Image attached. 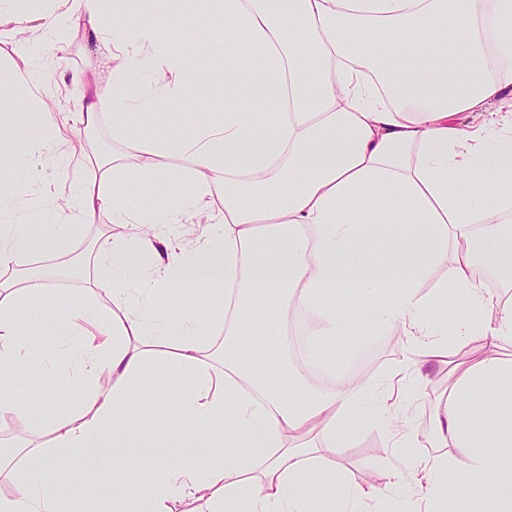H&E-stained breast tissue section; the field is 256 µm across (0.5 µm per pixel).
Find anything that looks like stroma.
<instances>
[{"label":"stroma","mask_w":512,"mask_h":512,"mask_svg":"<svg viewBox=\"0 0 512 512\" xmlns=\"http://www.w3.org/2000/svg\"><path fill=\"white\" fill-rule=\"evenodd\" d=\"M96 53L97 44L94 38L83 33L73 38L65 65L54 63L48 49L40 50L42 62L49 66L47 88L56 97V110L50 116L51 121L63 122L68 112L75 110L79 100V88L63 84L62 71L88 70ZM214 54V49L205 44L198 45L195 52L194 64L207 86L205 93L194 96L188 103H164L158 114L144 116L143 124L156 128L162 120L169 118L187 134L198 123L222 112L227 101L224 71L213 66ZM90 293L86 275L77 274L56 279L50 282L48 291L43 292L36 315L42 321H49L61 302L76 305ZM325 356L338 369L358 373L367 384L394 371H401L410 386V398L398 404L397 411L406 418L419 442V455H433L434 450L428 447L427 442L431 433L432 415L440 399L448 391L447 368H430L429 381L416 380L412 368L407 365L405 338L399 336L392 339L385 333L368 329L362 330L353 340L346 337L337 339L328 348ZM14 390L28 397V409L33 414H51L60 403L76 402L79 391L72 377L68 352L56 347L49 348L42 360L35 362L25 376L16 380ZM136 409L147 425L141 439V455L149 456L167 447L170 448L172 456H186V448L173 443V438L183 428L185 419L184 413L177 406H151L140 401L137 402ZM334 457L337 464L349 473L353 482L365 487H384L387 469L397 463L389 446L386 427L368 411L364 412L356 425L352 440L337 448Z\"/></svg>","instance_id":"obj_1"}]
</instances>
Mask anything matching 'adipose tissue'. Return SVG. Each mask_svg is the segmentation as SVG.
Segmentation results:
<instances>
[{
	"label": "adipose tissue",
	"mask_w": 512,
	"mask_h": 512,
	"mask_svg": "<svg viewBox=\"0 0 512 512\" xmlns=\"http://www.w3.org/2000/svg\"><path fill=\"white\" fill-rule=\"evenodd\" d=\"M42 2L0 8V40L20 59L0 69L1 388L45 350L31 318L35 283L67 267L68 248L97 217L126 232L96 244L93 297L54 319L55 339L79 345V404L33 415L23 398L0 397V417L26 425L0 462V481L14 488L0 512H68L63 486L82 499L108 493L112 512H359L364 498L390 501L409 475L436 491L456 470L455 448L467 458L457 512H512V463L496 454L512 448V365L498 357L512 344V303L496 302L483 276L512 287V0H129L108 29L100 0ZM189 15L197 29L175 43L168 32ZM452 27L466 34L453 45ZM83 29L102 66L73 74L69 125L15 147L18 110L54 105L35 50L63 62ZM200 43L226 65L223 113L189 136L170 121L134 128L135 117L199 90ZM268 105L272 118L259 120ZM459 112L487 118L449 125ZM107 122L103 154L91 137ZM43 162L71 178L39 177ZM131 174L187 191L144 209L125 188ZM406 223L418 234L405 235ZM199 224L209 228L200 237ZM26 255L49 263L21 276ZM190 285L213 287L209 315L157 307ZM452 297L465 312L447 322L440 310ZM292 310L310 322L305 363L326 386L272 381L288 368L278 342ZM363 326L400 332L417 369L459 347L474 352L436 408L438 455L420 457L392 412L395 379L370 394L401 461L383 489L354 487L328 461L361 406L353 375L333 373L323 350ZM259 337L276 344L274 356ZM149 375L150 402L183 407L182 434L199 445L141 459L133 492L126 453L146 431L133 405Z\"/></svg>",
	"instance_id": "1"
}]
</instances>
